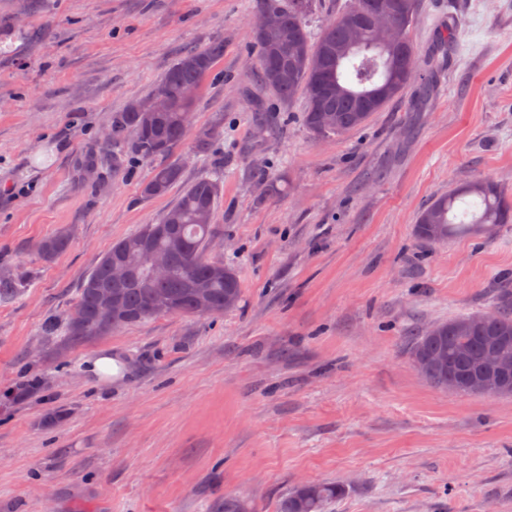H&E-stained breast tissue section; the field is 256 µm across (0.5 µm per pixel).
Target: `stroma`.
Segmentation results:
<instances>
[{
  "label": "stroma",
  "instance_id": "obj_1",
  "mask_svg": "<svg viewBox=\"0 0 512 512\" xmlns=\"http://www.w3.org/2000/svg\"><path fill=\"white\" fill-rule=\"evenodd\" d=\"M254 4L0 0V276L21 281L0 298V512H277L307 480L343 487L328 512H512V397L437 389L408 357L434 322L492 310L512 273V224L414 233L474 179L512 196V0H420V49L455 25L434 94L415 108L409 85L326 139L304 98L280 106L259 82ZM217 41L191 126L224 134L172 158L186 183L224 164L209 256L236 270L237 307L61 350L81 281L179 196L142 195L152 162L113 171V113ZM106 351L118 373L90 377ZM70 235L67 231H59L51 236L42 239L37 252L42 260L48 262L63 253L69 246Z\"/></svg>",
  "mask_w": 512,
  "mask_h": 512
}]
</instances>
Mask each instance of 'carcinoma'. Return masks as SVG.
I'll return each mask as SVG.
<instances>
[{"label":"carcinoma","mask_w":512,"mask_h":512,"mask_svg":"<svg viewBox=\"0 0 512 512\" xmlns=\"http://www.w3.org/2000/svg\"><path fill=\"white\" fill-rule=\"evenodd\" d=\"M368 2L349 0L314 35L306 24L315 0H256V13H268L274 20L264 37H253L259 78L283 104L304 95V122L316 137H338L364 126L400 96L417 67L423 65L434 73L442 65L440 55L451 54L454 34L448 32L437 37L428 55H420L411 33L419 0H396L393 23L402 30V39L389 45L381 43V34L370 23ZM223 54L221 42L185 53L150 93L162 99V111L133 112L127 106L113 114L112 146L118 153L112 155V169H120L129 155L158 161L142 184L144 197L165 196L182 181L179 164L160 162L183 142L191 123L196 100H186L182 89L200 86ZM222 134L219 125L200 128L194 141L196 153L207 155ZM222 177L224 167L213 166L208 174L182 187L176 203L158 223L146 224L112 245L81 284L64 329L65 345H80L115 330L97 293L112 288L116 257L135 271L130 282L113 288L127 312L126 326L158 315H213L237 306L241 293L237 272L206 257ZM511 223L512 199L493 182L478 178L433 198L418 213L415 232L420 240L438 244L454 237L480 236L488 225ZM145 240L167 253L166 277L152 275L150 259L141 248ZM69 242V233L59 231L42 239L37 252L48 262L63 253ZM502 288L494 311L437 322L434 333L424 332L414 339L409 356L425 380L442 390L452 380L461 396H512V388L496 384L484 390L468 386L471 378L484 373L483 360L493 341L508 337L507 351L512 354V291H507L506 281ZM342 492L341 486L328 482L298 486L280 499L278 512H325Z\"/></svg>","instance_id":"obj_1"}]
</instances>
